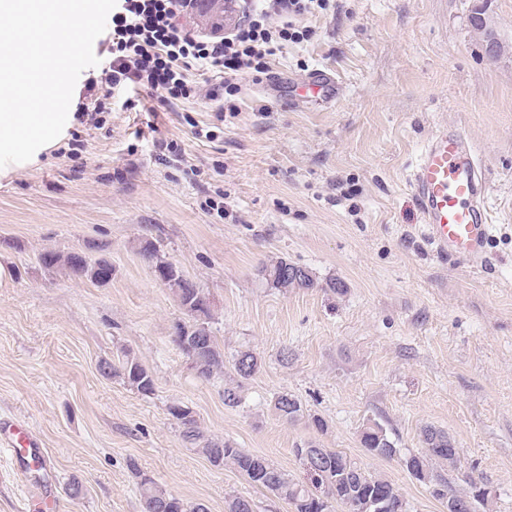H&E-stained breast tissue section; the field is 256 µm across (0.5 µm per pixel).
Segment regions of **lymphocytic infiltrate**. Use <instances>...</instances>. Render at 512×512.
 I'll return each mask as SVG.
<instances>
[{"label": "lymphocytic infiltrate", "instance_id": "lymphocytic-infiltrate-1", "mask_svg": "<svg viewBox=\"0 0 512 512\" xmlns=\"http://www.w3.org/2000/svg\"><path fill=\"white\" fill-rule=\"evenodd\" d=\"M330 2L248 0L245 20L234 31L203 38L180 22L189 0H117L104 41L109 57L100 76L85 85L92 105L88 120L103 128L113 103L140 108L144 92L162 105L221 98L226 112L237 115L244 76L260 78L278 52L310 41L315 31L302 25V18L327 13Z\"/></svg>", "mask_w": 512, "mask_h": 512}]
</instances>
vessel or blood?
<instances>
[{"instance_id": "vessel-or-blood-1", "label": "vessel or blood", "mask_w": 512, "mask_h": 512, "mask_svg": "<svg viewBox=\"0 0 512 512\" xmlns=\"http://www.w3.org/2000/svg\"><path fill=\"white\" fill-rule=\"evenodd\" d=\"M309 85L314 95L329 101L339 83L318 71ZM410 188L437 251L472 267L483 265L492 218L487 184L466 135L448 127L434 133L422 150ZM0 448L26 464L34 477L53 468L48 452L25 421L0 419Z\"/></svg>"}]
</instances>
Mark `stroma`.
<instances>
[{"label": "stroma", "mask_w": 512, "mask_h": 512, "mask_svg": "<svg viewBox=\"0 0 512 512\" xmlns=\"http://www.w3.org/2000/svg\"><path fill=\"white\" fill-rule=\"evenodd\" d=\"M480 8L503 47L495 59L473 26ZM308 23L310 42L244 80L236 117L218 121L207 99L116 107L105 128L76 126L80 157L48 153L0 180V265L11 272L0 286V418L27 421L53 457L60 512H141L140 471L208 512L232 495L255 512H294L213 466L173 405L190 408L205 439L301 481L297 446L342 451L392 481L409 512H446L402 463L431 425L459 450L450 485L474 477L495 490L493 512H512V0H336ZM317 69L340 83L332 103L304 89ZM196 125L214 138L195 137ZM445 126L465 131L488 184L481 269L437 253L408 184ZM147 242L209 296L223 375L200 377L174 343L191 318L142 257ZM48 250L107 259L112 280L46 270ZM278 258L308 268L317 287L272 288L260 270ZM244 350L260 368L230 407L224 389ZM127 355L152 375L153 395L103 374ZM281 393L326 431L280 418ZM373 421L397 456L361 447Z\"/></svg>", "instance_id": "obj_1"}]
</instances>
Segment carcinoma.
<instances>
[{
	"instance_id": "carcinoma-1",
	"label": "carcinoma",
	"mask_w": 512,
	"mask_h": 512,
	"mask_svg": "<svg viewBox=\"0 0 512 512\" xmlns=\"http://www.w3.org/2000/svg\"><path fill=\"white\" fill-rule=\"evenodd\" d=\"M143 257L152 263L154 272L161 278H170L173 291L180 305L190 316L200 312L210 316V308L201 307V301L195 293L196 285L185 278L171 263L158 256L156 249L147 243L140 249ZM40 263L48 270L63 269L77 278L89 277L95 268L101 269L112 277V269L101 265V261L88 262L86 256L78 252L62 254L48 250L41 254ZM294 267L285 259L277 260L262 268L263 277L275 288H316L318 283L309 270L300 266L299 274L283 277V272ZM189 335L175 338L178 347L195 362L198 374L209 379L223 373L224 355L218 350L217 343L211 336L206 323L195 321L187 325ZM258 358L250 351L237 353L234 370L242 379L252 377L258 370ZM107 376L120 379L144 396L153 394L155 383L152 375L134 358H126L120 365L110 363L102 367ZM273 408L276 413L289 420L307 419L316 429L322 431L325 421L306 412L301 401L292 394L283 393L275 397ZM170 414L183 426V437L192 444L197 443L202 434L188 408L174 405ZM424 452L411 454L403 459L408 473L421 481L436 485L435 493L442 499L452 498L460 502H473L486 512L490 510L492 500H478L477 488L483 483L472 478L465 480L467 488L457 490L448 485L438 469L454 466L456 457L452 448L455 441L445 431L431 425L421 430ZM360 444L365 452L372 456L393 458L397 455L395 443L390 439L386 429L378 422L363 428ZM212 465L231 467L245 476L253 485L263 488L275 496L290 502L295 512H330V501L344 506L346 512H373L369 504L375 501L384 506L383 512H402L405 504L398 488L388 479L364 469L347 454L333 448H319L314 442L301 445L295 449L300 458L307 454L318 456L319 471L311 474L312 487L295 481L290 474L270 463L266 458L248 453L233 446L229 441L219 444L206 441L199 449ZM131 471L139 479L142 512H207L202 503L189 504L176 498L171 492L158 485L150 476L141 472L135 462L129 463Z\"/></svg>"
}]
</instances>
